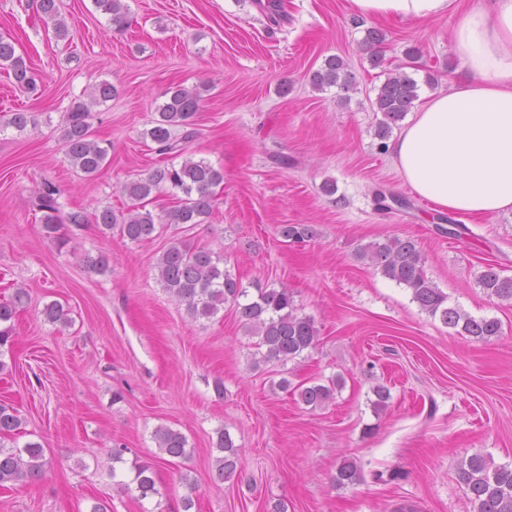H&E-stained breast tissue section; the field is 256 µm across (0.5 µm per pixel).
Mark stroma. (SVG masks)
<instances>
[{"instance_id": "35a3bbf8", "label": "stroma", "mask_w": 512, "mask_h": 512, "mask_svg": "<svg viewBox=\"0 0 512 512\" xmlns=\"http://www.w3.org/2000/svg\"><path fill=\"white\" fill-rule=\"evenodd\" d=\"M29 3L0 0V35L40 77L29 93L0 72V301L28 292L13 344L0 350V402L18 410L16 440L41 443L46 466L38 482L1 489L0 512H90L98 502L110 512H182L187 496L197 512H471L457 463L476 452L512 463V302L476 283L490 263L512 276V212L457 214L465 233L438 232V210L381 149L371 106L411 46L419 96L467 81L452 50L453 16L364 19L349 0H282L286 16L275 24L257 0H123L129 26L120 31L93 0H60L69 35L59 40ZM371 29L385 35L378 67L364 47ZM332 55L353 74L347 92L311 85ZM102 82L114 93L94 106L92 131L110 150L88 177L65 158V119ZM178 84L203 89L190 157L224 172L207 222L165 224L141 244L91 223L63 225V246L48 237L34 206L42 183L59 189L66 212L130 207L122 186L157 165L146 132ZM18 111L34 125H9ZM379 188L407 207L379 209ZM284 224L312 225L316 235L289 242ZM393 236L415 239L449 304L499 319L502 336L457 335L359 259L364 245ZM176 240L223 254L243 287L288 286L315 320L316 348L252 367L253 340L233 309L190 318L158 282L157 259ZM101 254L109 269L90 271L84 257ZM54 301L70 325L45 320ZM337 375L343 388L315 410L278 387ZM377 385L391 395L381 412L371 406ZM162 425L186 436L189 458L159 451L153 432ZM223 429L240 459L221 482L213 470ZM116 445L127 463L152 465L159 501L114 486ZM346 460L363 480L340 488L333 478Z\"/></svg>"}]
</instances>
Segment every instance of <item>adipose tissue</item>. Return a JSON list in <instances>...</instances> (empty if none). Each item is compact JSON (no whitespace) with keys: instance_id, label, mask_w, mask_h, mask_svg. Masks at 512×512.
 Masks as SVG:
<instances>
[{"instance_id":"obj_1","label":"adipose tissue","mask_w":512,"mask_h":512,"mask_svg":"<svg viewBox=\"0 0 512 512\" xmlns=\"http://www.w3.org/2000/svg\"><path fill=\"white\" fill-rule=\"evenodd\" d=\"M454 0H350L362 18L429 20ZM453 49L470 74L431 94L388 146L401 180L438 210L512 211V0L459 14Z\"/></svg>"}]
</instances>
